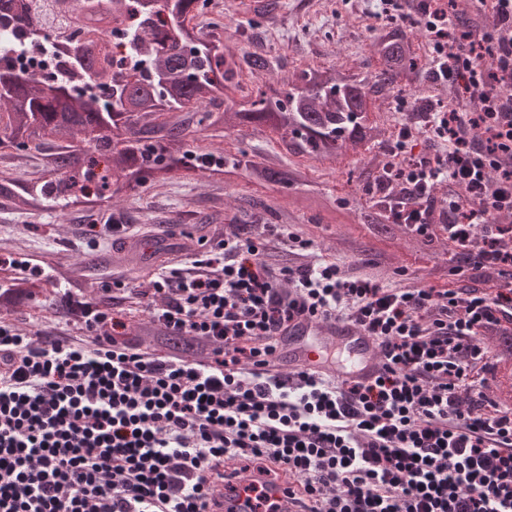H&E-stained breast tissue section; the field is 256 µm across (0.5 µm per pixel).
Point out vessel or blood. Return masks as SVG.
I'll use <instances>...</instances> for the list:
<instances>
[{
    "mask_svg": "<svg viewBox=\"0 0 512 512\" xmlns=\"http://www.w3.org/2000/svg\"><path fill=\"white\" fill-rule=\"evenodd\" d=\"M277 363L295 371L316 372L342 380H365L382 368L372 337L347 322L299 315L288 327V348L278 351ZM264 488L276 512H288V475L284 465L268 463L266 469H245L214 479L207 512H245L244 487Z\"/></svg>",
    "mask_w": 512,
    "mask_h": 512,
    "instance_id": "b4317fda",
    "label": "vessel or blood"
}]
</instances>
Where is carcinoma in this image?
<instances>
[{
    "instance_id": "obj_1",
    "label": "carcinoma",
    "mask_w": 512,
    "mask_h": 512,
    "mask_svg": "<svg viewBox=\"0 0 512 512\" xmlns=\"http://www.w3.org/2000/svg\"><path fill=\"white\" fill-rule=\"evenodd\" d=\"M0 0V150L39 148L53 139L65 144L42 157L40 176L0 180V196L23 211L58 207L63 211L112 205L116 197H136L146 184L161 186L177 177H247L264 186L293 187L308 206L336 218V201L308 189L306 170H281L246 158L239 150L196 145L194 127L224 130L226 114L240 125L264 127L288 150L309 160L339 157L350 147L378 144L372 119V89L392 85L417 68L406 36L393 30L377 39L382 67L376 79L356 78L321 67L301 70L283 90L258 89L242 108H222L238 90L240 67L218 50L215 24L203 32L192 25L200 0ZM130 30L129 55L147 65H114L111 53L93 47L112 33L114 19ZM52 38L65 48L67 78L23 76L10 58L24 41ZM374 241L389 242L396 227L373 208L360 212ZM56 278L70 294L55 296L53 311L74 315L93 299V275L85 265H65ZM34 280L0 277V307L28 303L39 295ZM165 346L184 356L200 354L194 340L165 337Z\"/></svg>"
}]
</instances>
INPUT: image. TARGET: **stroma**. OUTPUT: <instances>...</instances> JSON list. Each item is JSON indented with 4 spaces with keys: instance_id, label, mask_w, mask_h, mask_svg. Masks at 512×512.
Here are the masks:
<instances>
[{
    "instance_id": "35a3bbf8",
    "label": "stroma",
    "mask_w": 512,
    "mask_h": 512,
    "mask_svg": "<svg viewBox=\"0 0 512 512\" xmlns=\"http://www.w3.org/2000/svg\"><path fill=\"white\" fill-rule=\"evenodd\" d=\"M240 0H207L200 26L214 18L224 22L223 45L240 60L260 54L273 63L271 72L245 70L236 100L254 97L269 79H289L306 66L333 67L364 77L376 72L380 58L375 39L394 29V22L376 19L377 0H339L322 9L318 0H279L274 14L256 17L244 12ZM204 147H240L256 160L276 166L306 169L314 189L345 202L340 222L317 219L295 190L239 182L227 187L207 178H173L161 187L148 186L133 200H113L111 206L89 212L43 210L26 213L0 197V256H28L51 264L58 259L95 265L93 295H102L113 280L139 284L160 269L150 243H161L169 266L211 250L217 232L233 233L245 226L265 234L273 267L299 266L306 258L286 251L273 234L290 226L312 239V250L344 263L353 276L404 286L445 284L450 279L451 248L436 237L434 247L422 237L398 228L394 240L373 243L358 238V210L368 205L365 187L379 170L378 152L360 146L333 159L314 161L287 152L279 138L265 129L230 128L224 138L211 130L200 133ZM407 276H400V269ZM0 318L13 321L30 336H69L67 318L24 304L0 308Z\"/></svg>"
}]
</instances>
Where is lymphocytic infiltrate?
Returning <instances> with one entry per match:
<instances>
[{"label":"lymphocytic infiltrate","mask_w":512,"mask_h":512,"mask_svg":"<svg viewBox=\"0 0 512 512\" xmlns=\"http://www.w3.org/2000/svg\"><path fill=\"white\" fill-rule=\"evenodd\" d=\"M427 33L428 81L457 91L421 107L446 155L406 150L388 166L401 186L390 219L444 234L456 275L497 288H387L318 260L271 268L260 235L171 268L141 296L153 320L210 350L202 362L145 349L109 305L74 320L78 338L33 341L0 319V512H205L225 458L275 459L303 488L305 512H512V409L488 395L512 335V0H380ZM460 196L440 202L436 183ZM352 322L379 343L369 381L272 371L297 315Z\"/></svg>","instance_id":"1"}]
</instances>
